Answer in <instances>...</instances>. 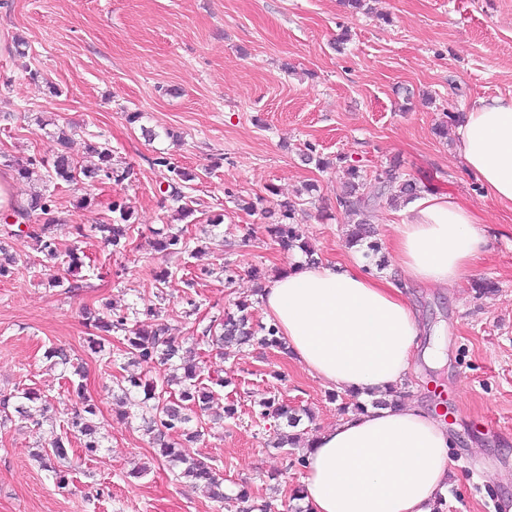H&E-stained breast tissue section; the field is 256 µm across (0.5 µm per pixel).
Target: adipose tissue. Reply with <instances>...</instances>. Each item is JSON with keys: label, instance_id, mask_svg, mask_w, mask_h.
<instances>
[{"label": "adipose tissue", "instance_id": "obj_1", "mask_svg": "<svg viewBox=\"0 0 512 512\" xmlns=\"http://www.w3.org/2000/svg\"><path fill=\"white\" fill-rule=\"evenodd\" d=\"M457 134L491 197L512 205V97L479 100ZM391 230L395 264L431 288L462 281L485 245L467 209L433 194L407 203ZM261 306L312 377L382 400L308 439V512H434L448 488L449 441L441 421L397 397L421 334L403 290L357 259L343 267L300 261L270 277Z\"/></svg>", "mask_w": 512, "mask_h": 512}]
</instances>
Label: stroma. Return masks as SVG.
<instances>
[{"mask_svg":"<svg viewBox=\"0 0 512 512\" xmlns=\"http://www.w3.org/2000/svg\"><path fill=\"white\" fill-rule=\"evenodd\" d=\"M0 32L23 38L24 55L0 51V179L25 199L48 191L52 234L70 244L73 224H104L122 199L133 213L127 249L113 253L100 237L80 245L84 265L72 292L51 288L34 241L20 224L0 219V241L17 258L0 278V393L30 385L45 394L60 423L72 411L61 370L44 352L67 348L81 359L108 443L96 456L70 452L71 481L59 488L33 461L29 422L0 424V512H227L206 493L176 480L157 462L140 410H119L110 390L140 366H105L84 349V308L111 301L153 306L172 335L191 336L187 299L207 317L251 303L273 272L296 254L265 230L264 210L297 201L298 222L322 262L352 254L368 267L389 260L391 223L399 205L378 198L391 164L428 192L456 199L473 213L487 245L470 275L453 288L409 285L425 329L421 348L442 352L417 361L402 390L448 427L453 474L442 512H512V206L489 198L459 152L447 113L479 99L512 96V0H0ZM140 122H129L130 113ZM156 132L148 140L144 129ZM177 133L167 139L166 131ZM68 142H61L60 133ZM91 142L108 143L112 162L133 171L122 182L45 184L18 179L16 162L68 151L95 163ZM328 161L305 162L307 147ZM195 175L183 193L194 213L179 221L159 156ZM359 165L377 251L349 246L350 226L337 199V157ZM254 202V211L239 207ZM220 226H211L215 215ZM184 230L190 249L163 255L151 247L163 225ZM168 269L165 299L156 272ZM202 272L194 288L183 281ZM489 280L494 291H479ZM207 375L224 379L214 407L235 406L234 418L207 430L191 455L207 460L227 493L248 490L269 512H294L292 495L305 470L301 450L273 447L284 419L262 417L259 401L304 412L297 430L311 435L351 413L354 398L324 385L274 349L230 346L208 356ZM149 470L133 479L137 464Z\"/></svg>","mask_w":512,"mask_h":512,"instance_id":"1","label":"stroma"}]
</instances>
